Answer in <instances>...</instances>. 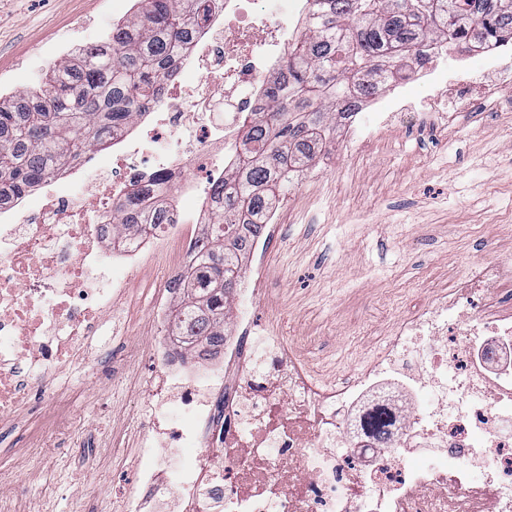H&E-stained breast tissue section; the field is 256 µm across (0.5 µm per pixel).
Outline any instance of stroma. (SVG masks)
<instances>
[{
    "label": "stroma",
    "instance_id": "obj_1",
    "mask_svg": "<svg viewBox=\"0 0 512 512\" xmlns=\"http://www.w3.org/2000/svg\"><path fill=\"white\" fill-rule=\"evenodd\" d=\"M134 0H0V95L37 85L52 58L103 38ZM316 166L289 188L288 208L262 255L274 276L249 307L286 326L331 383L356 373L407 316L471 265L512 251V110L467 113L445 131L390 133L359 157L336 132ZM170 257L150 254L113 305L112 346L93 345L80 369L57 370L74 426L34 446L40 392L0 420V471L13 512H130L139 494L144 431L157 371L148 355L165 338L153 309ZM111 376H104L105 367Z\"/></svg>",
    "mask_w": 512,
    "mask_h": 512
}]
</instances>
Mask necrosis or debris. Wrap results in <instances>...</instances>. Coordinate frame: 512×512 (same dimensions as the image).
Returning a JSON list of instances; mask_svg holds the SVG:
<instances>
[{"label":"necrosis or debris","instance_id":"necrosis-or-debris-1","mask_svg":"<svg viewBox=\"0 0 512 512\" xmlns=\"http://www.w3.org/2000/svg\"><path fill=\"white\" fill-rule=\"evenodd\" d=\"M221 0L194 49L179 64L193 75L154 104L122 138L112 167L91 162L37 186L44 204L0 206V415L25 392L13 358L46 370L77 368L104 336L120 269L147 248L169 250L177 271L190 265L188 224L211 217L212 189L237 155L233 140L254 112L267 77L307 32V0ZM490 92L452 86L456 111L501 106L497 46L482 49ZM430 126L445 112H417L399 85L363 98L346 116L355 153L369 152L399 117ZM79 187L71 198L70 187ZM156 200L177 189L202 203L192 222L179 205L159 230L115 243L108 225L125 193ZM512 253L473 264L454 285L393 324L384 346L351 379L317 386L293 341L255 324L239 307L224 354L208 367L156 347L151 395L168 405L180 453L148 456L134 512H512ZM269 344L256 355L250 334Z\"/></svg>","mask_w":512,"mask_h":512}]
</instances>
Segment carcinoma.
I'll return each instance as SVG.
<instances>
[{"label":"carcinoma","instance_id":"cac0c4a2","mask_svg":"<svg viewBox=\"0 0 512 512\" xmlns=\"http://www.w3.org/2000/svg\"><path fill=\"white\" fill-rule=\"evenodd\" d=\"M136 10L99 42L76 49L40 87L0 101V205L54 170L107 148L166 91L178 58L218 0H135ZM308 33L296 39L259 111L239 129L235 167L216 185V212L195 243L197 259L173 292L171 335L191 354L224 349L228 306L242 259L263 234L261 216L307 169L336 119L376 84L426 60L444 44L512 45V0H312ZM163 224V213L132 190L112 214V238Z\"/></svg>","mask_w":512,"mask_h":512}]
</instances>
